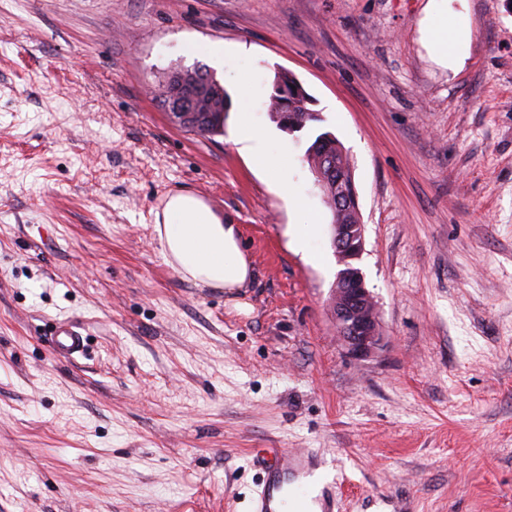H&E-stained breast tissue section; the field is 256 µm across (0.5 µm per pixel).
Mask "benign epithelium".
Here are the masks:
<instances>
[{"instance_id":"1","label":"benign epithelium","mask_w":512,"mask_h":512,"mask_svg":"<svg viewBox=\"0 0 512 512\" xmlns=\"http://www.w3.org/2000/svg\"><path fill=\"white\" fill-rule=\"evenodd\" d=\"M166 110L176 123L198 131L202 130L201 114L193 111L185 98L179 95L172 96L166 103ZM349 236L358 240V247H363L364 225H335L332 244L340 261L344 259V241ZM330 309L338 326V334L351 356H364L379 346L382 333L378 311L372 295L365 286L364 276H359L347 287L344 286L341 277H336Z\"/></svg>"}]
</instances>
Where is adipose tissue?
<instances>
[{"label":"adipose tissue","mask_w":512,"mask_h":512,"mask_svg":"<svg viewBox=\"0 0 512 512\" xmlns=\"http://www.w3.org/2000/svg\"><path fill=\"white\" fill-rule=\"evenodd\" d=\"M154 223L164 258L184 279L239 288L251 277L236 225L223 223L199 197L188 192L167 195Z\"/></svg>","instance_id":"ef3b65f1"}]
</instances>
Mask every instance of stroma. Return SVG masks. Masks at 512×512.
<instances>
[{"label": "stroma", "mask_w": 512, "mask_h": 512, "mask_svg": "<svg viewBox=\"0 0 512 512\" xmlns=\"http://www.w3.org/2000/svg\"><path fill=\"white\" fill-rule=\"evenodd\" d=\"M447 4L451 69L430 0H0V512H250L258 448L319 451L338 512H512V0ZM197 63L233 98L223 134L157 95ZM281 69L320 122H272ZM242 108L287 187L235 143ZM326 130L384 333L363 359L304 160ZM181 189L238 226L244 287L165 261L154 212ZM436 7V14L441 18L435 30L429 27L428 22L424 26V35L427 40L436 37L440 43L444 44V49L439 55V63L447 67L455 63L457 59V45L462 43L468 36V29L466 27L458 28L451 26L453 30V44L448 48V10L443 11L439 9L441 4L434 3ZM166 110L176 123L202 131L203 123L200 112H194L185 98L173 95L166 103ZM51 343L54 350L66 358H72L83 350V337L67 325L57 328Z\"/></svg>", "instance_id": "35a3bbf8"}]
</instances>
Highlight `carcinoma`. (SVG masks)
<instances>
[{"label":"carcinoma","instance_id":"carcinoma-1","mask_svg":"<svg viewBox=\"0 0 512 512\" xmlns=\"http://www.w3.org/2000/svg\"><path fill=\"white\" fill-rule=\"evenodd\" d=\"M178 72L188 78L196 87L195 107L210 114L204 120L207 124L206 136L224 133V122L230 110V97L213 71L202 64L190 68H180ZM310 97L306 91L293 92L289 98L280 96L277 89L269 95L270 117L285 131H300L308 124L321 121L319 113L309 108ZM305 161L313 171L324 170V177L318 181L326 207L331 213L333 224H359L361 214L355 204H349L340 191L353 182L352 160L347 150L330 131L316 136L305 153Z\"/></svg>","mask_w":512,"mask_h":512}]
</instances>
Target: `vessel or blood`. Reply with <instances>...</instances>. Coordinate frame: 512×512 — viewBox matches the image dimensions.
<instances>
[{"label":"vessel or blood","instance_id":"b4317fda","mask_svg":"<svg viewBox=\"0 0 512 512\" xmlns=\"http://www.w3.org/2000/svg\"><path fill=\"white\" fill-rule=\"evenodd\" d=\"M54 350L63 357L71 358L83 350V338L72 327L57 328L52 339ZM257 463L265 467L262 488L252 501V512H276L274 498L284 495L296 501L311 500L317 505V512H334L332 493L316 488L312 477L314 470L308 465L305 452L280 457L278 449L263 448L256 454Z\"/></svg>","mask_w":512,"mask_h":512}]
</instances>
